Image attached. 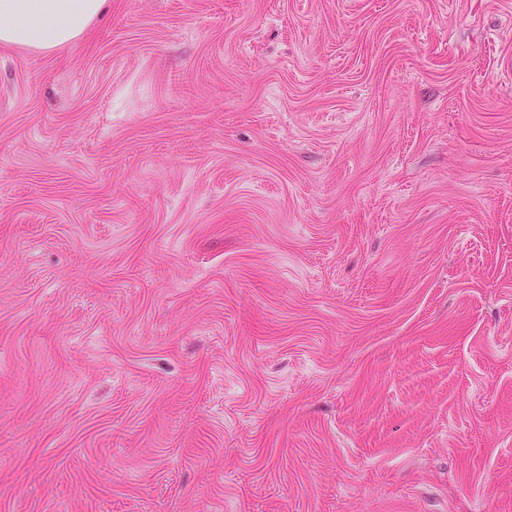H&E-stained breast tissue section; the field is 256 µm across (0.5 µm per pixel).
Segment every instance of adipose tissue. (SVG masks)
Segmentation results:
<instances>
[{
	"label": "adipose tissue",
	"mask_w": 512,
	"mask_h": 512,
	"mask_svg": "<svg viewBox=\"0 0 512 512\" xmlns=\"http://www.w3.org/2000/svg\"><path fill=\"white\" fill-rule=\"evenodd\" d=\"M104 0H0V44L56 50L78 39Z\"/></svg>",
	"instance_id": "1"
}]
</instances>
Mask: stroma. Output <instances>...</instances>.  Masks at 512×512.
<instances>
[{
    "mask_svg": "<svg viewBox=\"0 0 512 512\" xmlns=\"http://www.w3.org/2000/svg\"><path fill=\"white\" fill-rule=\"evenodd\" d=\"M0 512H512V0L0 45Z\"/></svg>",
    "mask_w": 512,
    "mask_h": 512,
    "instance_id": "35a3bbf8",
    "label": "stroma"
}]
</instances>
